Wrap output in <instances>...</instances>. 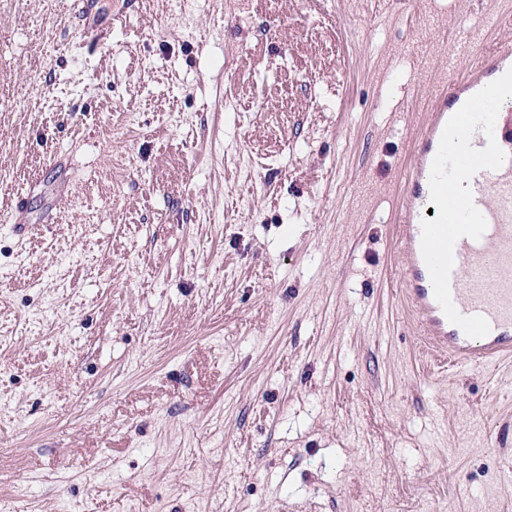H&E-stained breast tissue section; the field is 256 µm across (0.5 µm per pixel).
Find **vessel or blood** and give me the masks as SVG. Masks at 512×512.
<instances>
[{"label": "vessel or blood", "instance_id": "1", "mask_svg": "<svg viewBox=\"0 0 512 512\" xmlns=\"http://www.w3.org/2000/svg\"><path fill=\"white\" fill-rule=\"evenodd\" d=\"M493 82L512 86L511 46L480 53L465 79L433 85L396 226L422 341L450 364L481 368L512 361V139L498 113H473Z\"/></svg>", "mask_w": 512, "mask_h": 512}]
</instances>
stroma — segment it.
I'll use <instances>...</instances> for the list:
<instances>
[{
    "label": "stroma",
    "instance_id": "stroma-1",
    "mask_svg": "<svg viewBox=\"0 0 512 512\" xmlns=\"http://www.w3.org/2000/svg\"><path fill=\"white\" fill-rule=\"evenodd\" d=\"M232 3L0 0V501L512 512V367L439 370L393 234L512 0Z\"/></svg>",
    "mask_w": 512,
    "mask_h": 512
}]
</instances>
